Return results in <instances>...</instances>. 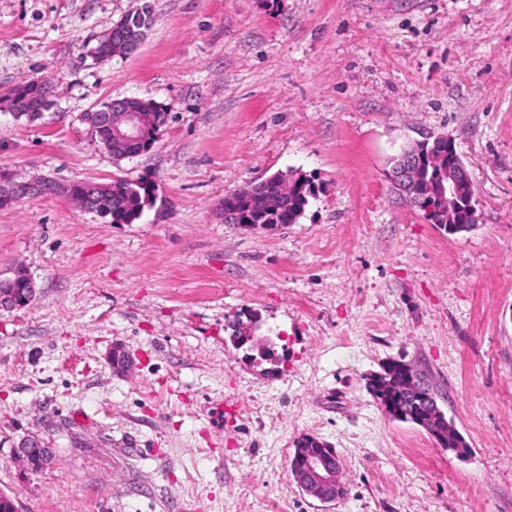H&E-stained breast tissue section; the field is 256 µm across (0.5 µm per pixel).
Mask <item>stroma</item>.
<instances>
[{"mask_svg":"<svg viewBox=\"0 0 512 512\" xmlns=\"http://www.w3.org/2000/svg\"><path fill=\"white\" fill-rule=\"evenodd\" d=\"M147 0H0V493L19 512H512V0H148L133 53L98 39ZM48 82L52 106L5 96ZM126 97L168 114L114 161L87 115ZM451 138L477 223H429L389 180L411 142ZM316 190L274 232L224 221L225 194L281 171ZM144 181L110 224L76 183ZM283 333L275 362L230 322ZM128 371L110 363L114 349ZM391 360L439 392L459 456L369 390ZM335 448L344 494L303 492L296 443ZM50 460L30 470L16 450ZM52 93L51 86L41 80L32 81L26 80L9 90L8 101L14 113L18 115H27V112H41L42 108L38 102H33L29 105L27 112H24L27 105L31 101H40L44 109L49 105V98ZM0 288V307L23 308L30 304L35 295L32 281L21 270H17L11 278L0 279Z\"/></svg>","mask_w":512,"mask_h":512,"instance_id":"1","label":"stroma"}]
</instances>
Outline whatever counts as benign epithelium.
<instances>
[{
  "mask_svg": "<svg viewBox=\"0 0 512 512\" xmlns=\"http://www.w3.org/2000/svg\"><path fill=\"white\" fill-rule=\"evenodd\" d=\"M123 100L113 104V110L103 112L99 123L108 126L112 137L118 142H142L148 131L159 137L162 124L156 115H146L132 110H122ZM429 141L424 140L413 150L404 151L392 170V180L406 194L411 202L418 200V187L428 178L434 185L428 196L427 212L438 215L445 211L460 213L474 209L473 196H465L459 191V184L469 179L465 166L458 162V153L453 142H448V156L433 155L428 149ZM56 182L50 180L28 182L25 194L36 199L50 192ZM293 185L282 183L277 193L265 200V212H279L288 198ZM35 288L30 278L21 270L6 280L0 279V307L23 308L30 304ZM373 387L384 396L389 409L395 414L404 410L408 403L427 399L421 374L409 365H403L399 375L380 374L373 379ZM295 465L290 469L291 476L299 488L323 502L336 499V489L341 486L340 468L334 464L324 443L316 438L303 442V447L294 453Z\"/></svg>",
  "mask_w": 512,
  "mask_h": 512,
  "instance_id": "7a95c632",
  "label": "benign epithelium"
}]
</instances>
